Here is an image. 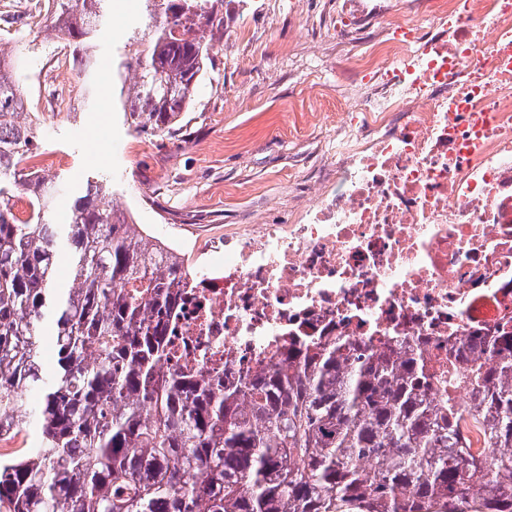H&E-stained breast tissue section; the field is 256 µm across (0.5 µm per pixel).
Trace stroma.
<instances>
[{
  "label": "stroma",
  "mask_w": 512,
  "mask_h": 512,
  "mask_svg": "<svg viewBox=\"0 0 512 512\" xmlns=\"http://www.w3.org/2000/svg\"><path fill=\"white\" fill-rule=\"evenodd\" d=\"M33 2L0 0V49L17 53L38 140L22 167L57 154L44 174L64 182L60 224L86 183H104L128 223L190 271L196 248L243 224L295 223L311 190L335 187L345 146L336 102L366 86L358 61L389 39L402 0H224V37L172 136L129 127L119 97L120 64L148 45L143 0H112L85 75L73 63L54 70L57 42L31 24ZM57 84L70 90L71 110L54 107Z\"/></svg>",
  "instance_id": "1"
}]
</instances>
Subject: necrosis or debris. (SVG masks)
<instances>
[{
  "instance_id": "necrosis-or-debris-1",
  "label": "necrosis or debris",
  "mask_w": 512,
  "mask_h": 512,
  "mask_svg": "<svg viewBox=\"0 0 512 512\" xmlns=\"http://www.w3.org/2000/svg\"><path fill=\"white\" fill-rule=\"evenodd\" d=\"M428 16L431 35L405 12L363 62L371 96L338 102L352 140L337 190L299 223L210 245L168 369L234 376L276 363L290 336H403L437 363L512 332V0H435Z\"/></svg>"
}]
</instances>
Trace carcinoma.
<instances>
[{
	"mask_svg": "<svg viewBox=\"0 0 512 512\" xmlns=\"http://www.w3.org/2000/svg\"><path fill=\"white\" fill-rule=\"evenodd\" d=\"M105 2L54 0L46 16L87 70ZM223 5L145 0L150 44L122 86L135 131L181 121L224 36ZM25 105L0 54V442L34 430L31 447L0 452V512H512V333L448 349L467 365L465 415L431 393L429 360L399 336L378 352L291 339L280 366L228 381L166 371L168 322L198 282L96 182L69 223H52L60 180L20 167L35 146Z\"/></svg>",
	"mask_w": 512,
	"mask_h": 512,
	"instance_id": "obj_1",
	"label": "carcinoma"
}]
</instances>
